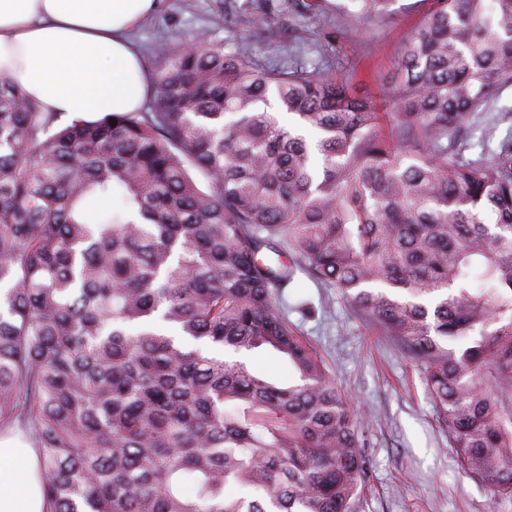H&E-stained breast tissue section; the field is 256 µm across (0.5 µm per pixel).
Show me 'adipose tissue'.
I'll return each instance as SVG.
<instances>
[{"instance_id": "ef3b65f1", "label": "adipose tissue", "mask_w": 512, "mask_h": 512, "mask_svg": "<svg viewBox=\"0 0 512 512\" xmlns=\"http://www.w3.org/2000/svg\"><path fill=\"white\" fill-rule=\"evenodd\" d=\"M154 0H0V75L43 111L95 120L140 109L148 77L129 32ZM35 454L0 438V512H43Z\"/></svg>"}]
</instances>
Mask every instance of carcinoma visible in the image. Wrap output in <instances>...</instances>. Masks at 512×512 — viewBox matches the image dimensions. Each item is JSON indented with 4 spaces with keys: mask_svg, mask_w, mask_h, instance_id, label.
I'll list each match as a JSON object with an SVG mask.
<instances>
[{
    "mask_svg": "<svg viewBox=\"0 0 512 512\" xmlns=\"http://www.w3.org/2000/svg\"><path fill=\"white\" fill-rule=\"evenodd\" d=\"M349 2L288 12L394 0ZM156 72L155 111L95 121L0 76V432L35 449L45 512H357L359 413L276 305L300 265L421 368L458 467L512 498V138L483 126L512 0H430L389 112L203 33ZM248 363L255 369L264 370L279 378L285 384L292 380L291 372L288 371L286 363L274 354L256 352L248 358Z\"/></svg>",
    "mask_w": 512,
    "mask_h": 512,
    "instance_id": "cac0c4a2",
    "label": "carcinoma"
}]
</instances>
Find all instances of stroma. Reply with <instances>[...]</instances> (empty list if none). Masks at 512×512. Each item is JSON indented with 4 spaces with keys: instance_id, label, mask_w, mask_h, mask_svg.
Wrapping results in <instances>:
<instances>
[{
    "instance_id": "stroma-1",
    "label": "stroma",
    "mask_w": 512,
    "mask_h": 512,
    "mask_svg": "<svg viewBox=\"0 0 512 512\" xmlns=\"http://www.w3.org/2000/svg\"><path fill=\"white\" fill-rule=\"evenodd\" d=\"M259 2L159 0L130 37L147 63L159 48L204 32L222 46L255 44L264 67L279 64L293 39L303 37L311 48L298 57L299 65L331 72L350 81L358 95L377 100L394 91L402 42L428 8L426 0H396L389 18L368 23L333 11L288 20L274 10L270 17L282 34L269 42L261 28L224 20L225 4L248 16ZM278 307L341 392L366 413L364 451L371 473L359 512H512V500L493 498L486 484L458 468L419 368L336 289L300 270Z\"/></svg>"
}]
</instances>
